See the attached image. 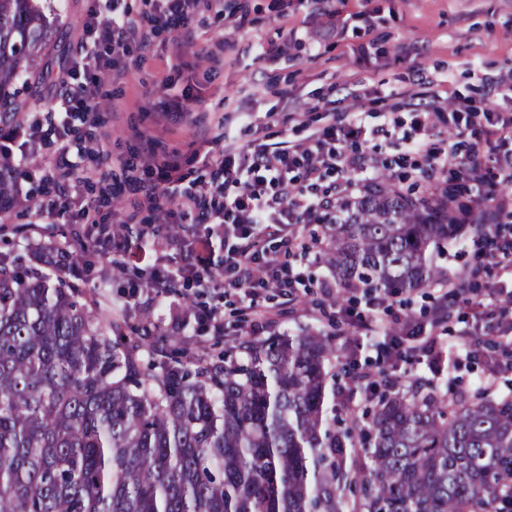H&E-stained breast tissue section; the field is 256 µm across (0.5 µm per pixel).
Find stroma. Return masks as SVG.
Returning a JSON list of instances; mask_svg holds the SVG:
<instances>
[{
	"label": "stroma",
	"instance_id": "obj_1",
	"mask_svg": "<svg viewBox=\"0 0 512 512\" xmlns=\"http://www.w3.org/2000/svg\"><path fill=\"white\" fill-rule=\"evenodd\" d=\"M224 19L198 16L194 25L200 33L196 47L183 57L185 74L201 97L196 109L212 116H225L226 129L240 142L255 138L279 139L281 135L301 138L300 127L282 124V109L292 112L362 113L366 123L377 126L396 116H407L427 94L440 95L442 102L488 104L501 112H512V0H329L336 12L335 28H328L314 14L312 0H224ZM47 18L48 46L25 63L11 91L24 111H51V94L34 95L36 76L47 70H60V57H71L76 45L75 29L86 0H39ZM246 18L245 29H237L238 18ZM298 34L288 43L287 54L261 55L262 45L283 40L288 29ZM224 44V67L209 72L204 57L215 42ZM165 70L160 61H151L137 72L142 110L131 111L133 123L155 129L159 115L151 107L157 85ZM249 98L253 124H245L235 114L236 102ZM369 155L391 166L400 188L425 186L418 170V159L399 137L375 141ZM446 270H475L476 292L485 296L497 285L486 244L470 230H462L449 242L448 254L441 261ZM311 287L300 289L295 302L284 303L278 292L265 291L263 306L276 311L273 331L288 332L307 327L333 335L343 345V332L350 328L348 317L366 312L365 301H353L350 294L337 290L333 299L324 298L321 285L331 280L326 264L313 262L309 268ZM206 302L223 307L221 336L198 335L197 346L211 351L239 343L240 305L236 298L210 291ZM452 308L448 324L438 329V340L455 342L464 324H475L477 339L492 336L497 313L503 302H496L494 315L474 320L465 298L449 297ZM435 304L430 288L411 292L407 301L386 300L379 311L385 323L396 317L411 316L427 323ZM384 338L364 336L359 340L355 361L337 353V363H351L360 387L350 393L352 408L364 405L362 388L367 383L389 378L407 383L430 377L428 360L416 355L408 362H393L379 350Z\"/></svg>",
	"mask_w": 512,
	"mask_h": 512
}]
</instances>
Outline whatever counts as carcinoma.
I'll return each instance as SVG.
<instances>
[{
  "mask_svg": "<svg viewBox=\"0 0 512 512\" xmlns=\"http://www.w3.org/2000/svg\"><path fill=\"white\" fill-rule=\"evenodd\" d=\"M46 43L36 0H0V90ZM467 189L390 178L336 203L319 259L398 296L438 263ZM67 274L0 255V512H512V394L438 377L336 413V346L310 330L167 355Z\"/></svg>",
  "mask_w": 512,
  "mask_h": 512,
  "instance_id": "carcinoma-1",
  "label": "carcinoma"
}]
</instances>
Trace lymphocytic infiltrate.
Here are the masks:
<instances>
[{"label":"lymphocytic infiltrate","instance_id":"lymphocytic-infiltrate-1","mask_svg":"<svg viewBox=\"0 0 512 512\" xmlns=\"http://www.w3.org/2000/svg\"><path fill=\"white\" fill-rule=\"evenodd\" d=\"M133 11L127 0H88L79 49L56 83L57 110L50 121L14 112L0 117V232L20 215L39 224H69L73 230L55 267L82 276L89 254L98 255L110 280L127 281L130 299L177 296L193 312L175 314L172 332L196 323L224 333L218 309L198 307L204 289L256 295L275 288L295 296L307 282L305 260L312 245L299 236L301 224L336 219V203L355 191V181L376 171L364 144L391 137L397 123L369 126L361 113L327 115L298 140L240 143L195 112L198 97L179 84V61L199 39L194 19L220 18L224 0H143ZM170 33L169 73L160 81L154 111L169 119V134L184 137L186 150L164 137L127 127L133 143L126 154H110L113 123L121 119L117 98L104 86L129 74L128 60L148 53ZM447 118L455 136L469 139L440 150L431 139L437 120ZM416 132L408 147L429 171L454 165L471 184L482 185L488 167L499 183L512 185V154L498 155L499 141L512 138V113L468 106L415 110ZM448 320V299L440 297L429 325L406 317L399 330L410 342L392 343L391 355L406 360L420 353L439 359L433 335Z\"/></svg>","mask_w":512,"mask_h":512}]
</instances>
